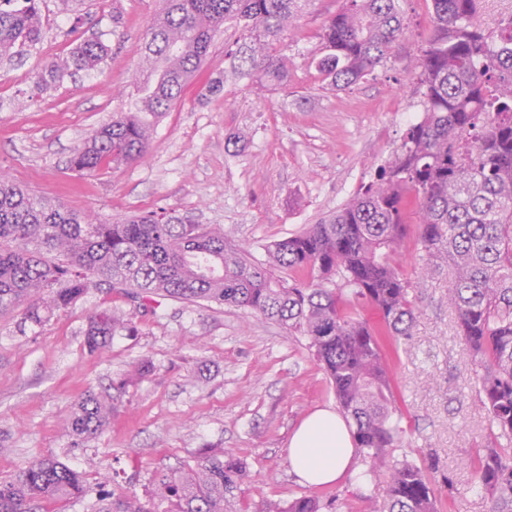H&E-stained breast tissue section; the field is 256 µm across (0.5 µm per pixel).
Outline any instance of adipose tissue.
<instances>
[{"label": "adipose tissue", "mask_w": 512, "mask_h": 512, "mask_svg": "<svg viewBox=\"0 0 512 512\" xmlns=\"http://www.w3.org/2000/svg\"><path fill=\"white\" fill-rule=\"evenodd\" d=\"M354 456L347 422L329 408L318 409L306 418L293 434L288 448L294 473L310 486L341 482Z\"/></svg>", "instance_id": "adipose-tissue-1"}]
</instances>
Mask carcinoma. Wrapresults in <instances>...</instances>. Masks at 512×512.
Wrapping results in <instances>:
<instances>
[{
	"mask_svg": "<svg viewBox=\"0 0 512 512\" xmlns=\"http://www.w3.org/2000/svg\"><path fill=\"white\" fill-rule=\"evenodd\" d=\"M306 0H163L145 45L152 71L136 84L139 100L115 112L79 149L74 170L91 173L146 155L157 120L203 74L215 34L229 25L247 42L225 52L234 72L282 83L287 74L274 41ZM432 32L419 58L421 116L400 146L333 215L265 248L268 263L290 273L273 277L247 248L224 243V231L188 224L162 209L101 223L52 205L0 174V310L23 307L40 325L93 288H119L143 312L156 299L243 309L308 339L370 469L388 480L373 512H438L427 468L392 459L401 440L397 395L384 342L410 335L419 311V276H407L399 254L418 213L416 244L426 256L420 276L448 262V306L473 353L477 382L496 438L512 444V18L490 30L479 0H429ZM76 34L69 57L37 75L44 87L58 74L96 68L109 48ZM399 0H345L324 25L316 69L338 89L358 84L404 36ZM37 0H0V58L40 39ZM376 313L375 323L357 311ZM137 331L133 317L101 311L88 318L85 345L104 350L112 336ZM112 415L107 394L74 404L69 426L79 446ZM493 512H512V447L487 448L474 465ZM247 477L235 448H206L194 466L157 471L147 497L130 496L122 512H239L236 492ZM85 512H112L91 497L84 473L53 457H36L0 481V512H55L61 500ZM315 497L276 504L269 512H322Z\"/></svg>",
	"mask_w": 512,
	"mask_h": 512,
	"instance_id": "obj_1",
	"label": "carcinoma"
}]
</instances>
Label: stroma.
<instances>
[{"label":"stroma","mask_w":512,"mask_h":512,"mask_svg":"<svg viewBox=\"0 0 512 512\" xmlns=\"http://www.w3.org/2000/svg\"><path fill=\"white\" fill-rule=\"evenodd\" d=\"M343 5L307 0L274 44L288 71L282 84L225 74L224 35L216 33L205 70L223 76L222 91L204 96L203 78H194L155 127L149 155L86 174L70 160L113 113L130 108L161 0H85L86 33L111 52L97 69L45 89L33 77L69 55L76 17L60 0H39L40 40L0 62V171L51 204L103 221L162 208L220 227L228 245L251 247L265 260L264 245L344 204L399 145L401 113L422 110L415 87L432 27L427 0H401L407 33L371 75L339 90L323 81L314 59L326 21ZM415 295L420 312L411 336L388 353L403 431L393 455L436 460L429 476L439 512H491L473 462L494 437L465 379L471 353L448 307L447 268ZM116 309L134 316L137 333L114 336L106 351L90 354L83 335L89 313ZM144 357L153 374L111 391ZM106 390L115 405L109 425L74 447L67 421L75 401ZM335 404L305 338L234 307L164 300L155 315L143 316L121 291L102 288L39 326L24 323L21 310L0 313V479L53 455L83 469L91 493L141 497L155 471L194 464L204 447L235 448L248 473L241 512H266L304 495L326 503V512H367L383 492L384 472L360 460L344 483L310 487L288 459L298 424Z\"/></svg>","instance_id":"35a3bbf8"}]
</instances>
